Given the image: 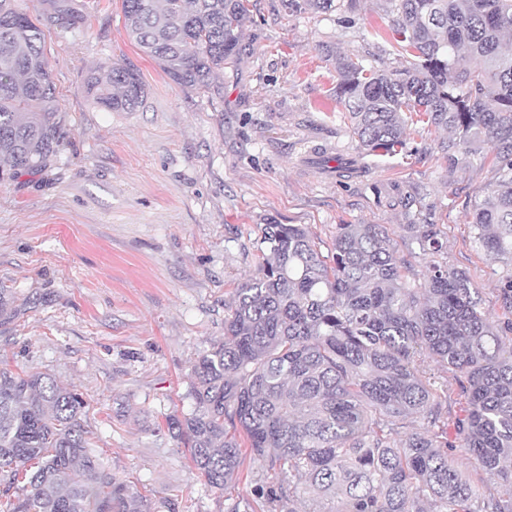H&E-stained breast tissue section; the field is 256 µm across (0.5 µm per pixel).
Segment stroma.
Listing matches in <instances>:
<instances>
[{"mask_svg": "<svg viewBox=\"0 0 512 512\" xmlns=\"http://www.w3.org/2000/svg\"><path fill=\"white\" fill-rule=\"evenodd\" d=\"M81 29L49 25L45 52L65 144L47 170L0 182V288L18 306L0 327V368L47 372L82 393L96 454L160 512H228L274 474L246 460L210 488L165 418L189 412L190 369L224 336L230 290L253 269L259 224H305L330 242L340 224H382L412 272L426 261L410 224L443 233L441 262L465 272L494 325L512 263L479 249L475 205L489 161L437 145L446 132L412 121L395 156L360 148L336 100L330 53L392 70L388 0L310 15L248 0L240 59L214 91L172 82L128 38L121 0H75ZM145 85L133 112H107L84 89L105 62Z\"/></svg>", "mask_w": 512, "mask_h": 512, "instance_id": "obj_1", "label": "stroma"}]
</instances>
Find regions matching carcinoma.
<instances>
[{
  "label": "carcinoma",
  "instance_id": "carcinoma-1",
  "mask_svg": "<svg viewBox=\"0 0 512 512\" xmlns=\"http://www.w3.org/2000/svg\"><path fill=\"white\" fill-rule=\"evenodd\" d=\"M389 43L414 57L395 70L335 58L336 99L361 147L403 148L407 112L454 138L450 157L491 149L496 179L473 214L476 241L512 261V0H389ZM356 0H283L311 15ZM135 45L176 84L208 91L237 60L247 22L244 0H121ZM74 0H53L33 19L0 0V180L42 170L64 130L45 25L76 29ZM85 92L109 112H132L145 87L134 70L107 64ZM410 244L430 257L411 281L381 224H338L322 251L304 224H258L253 273L232 289L224 339L191 367L192 409L168 417L194 469L216 489L240 473L245 455L264 461L275 483L259 498L298 512H505L475 505L471 479L448 456L461 448L478 469L503 477L512 495V338L480 308L468 276L435 260V224L407 225ZM0 288V326L15 313ZM426 355L459 376L458 411L447 423ZM83 397L45 372L0 369V512H155L154 503L114 475L91 448ZM422 418L421 429L406 430Z\"/></svg>",
  "mask_w": 512,
  "mask_h": 512
}]
</instances>
